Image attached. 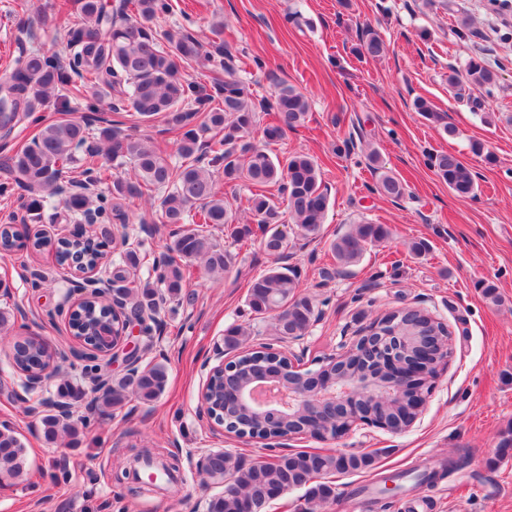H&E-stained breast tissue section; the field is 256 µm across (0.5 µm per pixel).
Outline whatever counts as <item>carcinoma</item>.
Instances as JSON below:
<instances>
[{
    "label": "carcinoma",
    "instance_id": "obj_1",
    "mask_svg": "<svg viewBox=\"0 0 512 512\" xmlns=\"http://www.w3.org/2000/svg\"><path fill=\"white\" fill-rule=\"evenodd\" d=\"M77 20L68 23L69 56L62 60L40 49L21 48L11 72L0 78L8 85V93L0 95V131L9 136L34 112L41 111L53 97L67 102L103 97L112 91L110 111L130 112L140 121L163 116L168 129L177 134V154L181 164L171 165L167 158L133 129L106 126L98 129V142L88 143L90 131L83 120L64 119L45 123L38 135L5 163L11 181L0 183V193L18 186L28 193L26 209L32 222L42 219L46 205L54 198L70 216L100 217L104 204L111 205L113 220L124 224L123 203L152 200L163 192L153 213L156 224L174 227L168 251L172 256L161 266L157 284L147 282L137 287L125 285L129 269L137 266L136 251L127 250L113 261L112 291L121 299L123 316L151 319L157 312L165 288L170 297L181 294L186 287L185 272L176 258L201 259L210 273L230 270L234 255L221 247L198 225L227 229V236L239 243L260 236V245L270 256L281 257L288 250L289 239L279 229L284 224L279 202L265 194L266 187L278 186L287 203L288 215L295 234L315 239L320 235L329 209V196L323 187L317 164L308 155L295 153L280 161L267 150L253 144L250 134L256 124L257 112H273L276 123L263 129L266 143L280 141L286 130L302 124L310 109L309 99L287 82L275 85L271 98L256 101L236 76V55L224 44V22L212 23L213 37H203L186 28L172 32L158 22L173 11L172 0H118L110 7L102 0H73ZM361 52L369 58L384 53V42L373 28H367L360 43ZM184 65L197 66L206 73L207 81L185 78ZM465 78L472 85L491 91L497 75L483 62L469 61ZM415 112L438 125L448 135L456 129L448 124L446 115L419 97L413 103ZM85 182L97 188L93 193H74L60 197L64 169L74 160L80 148ZM368 159L378 173L376 190L387 197L400 198L403 183L382 170L378 156ZM115 169L130 166L133 175H115L106 183L103 162ZM436 175L461 197H473L477 185L472 168L458 156L439 153L431 157ZM222 172L224 184L247 183L255 188L246 199L252 220L242 222L224 204L214 173ZM102 241L85 238L79 242L63 239L56 252L61 262L91 265L99 247L112 235L109 225L98 226ZM391 235L386 224L364 222L338 236L330 250L341 271L358 263L367 248L387 240ZM0 245L6 250L47 245L43 239L29 240L25 234L7 225L0 231ZM300 275L295 269L273 267L250 280L248 304L253 312L275 313V334L283 339L304 336L316 320L313 301L299 293ZM399 321L408 323L430 338L448 335L441 322L428 320L419 310H402ZM121 319L104 304L86 301L69 316L71 332L90 341L107 330L120 331ZM247 329L231 326L224 331V347L241 348ZM13 365L23 371L45 370L51 354L33 337H20L12 345ZM167 371L162 364L146 365L141 370L112 384L92 387L94 409L105 412L118 408L134 396L143 403L155 400L164 390ZM224 378L216 373L208 386L207 398L214 406L223 400ZM44 432L53 439L58 433H74L73 412L49 411L43 418ZM309 419L301 415L276 424L271 430L260 422L254 431L268 437L276 430L304 433ZM372 465V458L363 453H332L298 451L278 457L273 462L244 465L238 457L224 451L211 458L207 476L216 483L229 480L233 490L211 502L212 512H266L270 490L288 487L303 489L307 500H326L332 488L314 480L338 471H358ZM25 467V448L5 427L0 430V473L14 478ZM458 467L452 458L439 466L425 469L419 483L434 485L436 477Z\"/></svg>",
    "mask_w": 512,
    "mask_h": 512
}]
</instances>
